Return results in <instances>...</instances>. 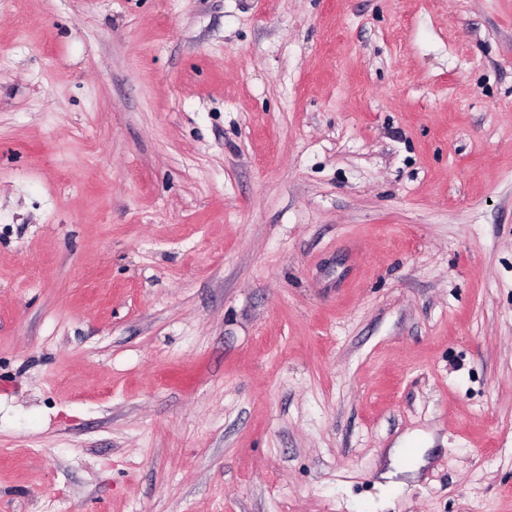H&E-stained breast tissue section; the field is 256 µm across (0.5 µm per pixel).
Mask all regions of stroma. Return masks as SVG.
<instances>
[{"mask_svg":"<svg viewBox=\"0 0 512 512\" xmlns=\"http://www.w3.org/2000/svg\"><path fill=\"white\" fill-rule=\"evenodd\" d=\"M0 512H512V0H0Z\"/></svg>","mask_w":512,"mask_h":512,"instance_id":"obj_1","label":"stroma"}]
</instances>
